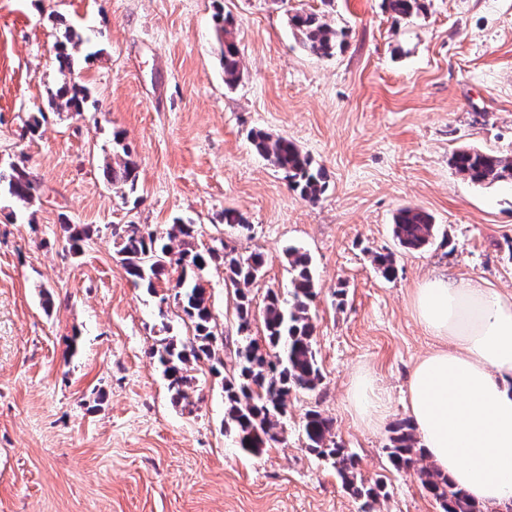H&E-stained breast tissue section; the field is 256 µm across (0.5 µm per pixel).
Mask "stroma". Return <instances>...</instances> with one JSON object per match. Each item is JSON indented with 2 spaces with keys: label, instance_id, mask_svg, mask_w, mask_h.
Returning a JSON list of instances; mask_svg holds the SVG:
<instances>
[{
  "label": "stroma",
  "instance_id": "1",
  "mask_svg": "<svg viewBox=\"0 0 512 512\" xmlns=\"http://www.w3.org/2000/svg\"><path fill=\"white\" fill-rule=\"evenodd\" d=\"M234 18L243 74L224 83L212 16ZM323 13L345 32L342 51L311 55L288 23ZM81 44L72 71L54 52L66 30ZM93 90L81 113L51 112L36 138L24 125L63 82ZM139 163L134 196L103 174L112 133ZM293 140L327 176L317 203L291 190L249 134ZM474 148L512 158V0H427L393 20L382 0H0V161L24 160L38 199L12 214L0 200V512H360L335 470L304 446L310 409L332 418L374 512H440L412 472L390 465L391 424L414 363L434 349L411 312L427 276L475 279L512 292V185L478 186L451 164ZM404 206L428 212L430 245L403 249L392 233ZM244 214L251 231L225 224ZM182 217L194 242L262 253L252 286L288 291L284 251L312 259L311 305L324 379L288 398L287 441L254 457L224 430V389L195 368L198 400L176 406L150 357L174 313L135 287L116 255L115 224L157 228ZM88 224L81 254L61 218ZM394 253L397 274L371 252ZM206 287L237 346L224 272ZM78 351L70 353V338ZM369 372L391 394L389 426L367 430L345 396Z\"/></svg>",
  "mask_w": 512,
  "mask_h": 512
}]
</instances>
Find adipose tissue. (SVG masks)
Instances as JSON below:
<instances>
[{"mask_svg": "<svg viewBox=\"0 0 512 512\" xmlns=\"http://www.w3.org/2000/svg\"><path fill=\"white\" fill-rule=\"evenodd\" d=\"M415 318L437 340L412 368L403 405L435 468L487 512L512 503V292L434 276L415 288ZM346 401L367 429L389 416L386 390L358 375Z\"/></svg>", "mask_w": 512, "mask_h": 512, "instance_id": "adipose-tissue-1", "label": "adipose tissue"}]
</instances>
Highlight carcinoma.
I'll return each instance as SVG.
<instances>
[{"instance_id": "carcinoma-1", "label": "carcinoma", "mask_w": 512, "mask_h": 512, "mask_svg": "<svg viewBox=\"0 0 512 512\" xmlns=\"http://www.w3.org/2000/svg\"><path fill=\"white\" fill-rule=\"evenodd\" d=\"M386 11L395 19H407L425 10L424 0H383ZM213 22L220 46L224 82L234 86L242 74V57L233 36V19L218 8ZM289 24L302 36L303 47L317 57H332L342 50L344 32L326 21L324 15L297 11ZM88 89L79 84H64L51 93V109L81 112ZM250 141L254 150L266 157L285 174L289 185L306 201L315 202L327 190L325 171L286 137H272L256 130ZM113 160L106 163L105 174L112 186L136 192L139 164L120 132L112 135ZM456 171L478 185L512 183V159L474 149L460 150L452 156ZM37 185L24 163L0 164V197L20 210L32 207ZM61 229L70 249L77 253L81 243L91 237V227L64 222ZM432 217L421 208L406 206L397 212L393 234L407 250L424 248L433 235ZM112 238L117 245L119 263L126 276L137 286L157 294L168 287L170 271L178 272L171 293L166 296L177 316L191 329L192 340L182 343L165 338L153 351L162 368L167 389L173 400L189 407L195 405L194 365L210 363L211 373L224 380V428L233 436L238 448L259 456L266 449L284 441L282 419L288 413V397L293 391L313 392L322 384L324 375L314 348L315 325L310 314L317 296L311 269V257L300 248L285 250L291 289L282 299L267 290L263 308V336L250 335L253 319V297L250 287L264 276L265 258L260 252L247 256L224 243L198 247L193 243V227L181 219L158 230L139 224L112 225ZM372 264L386 280L397 272L395 255L389 251L372 253ZM224 267V284L234 289L236 297L237 334L240 342L230 366L217 357L218 334L204 284L203 273L211 266ZM159 295V300L166 298ZM305 448L327 461L343 484L356 498L363 500L362 509L370 512L379 497L378 487L356 481L355 455L348 453L336 440L333 420L319 410L310 409L303 420ZM409 421L397 423L391 430L387 457L400 471L425 458ZM422 488L436 501L440 512H482L467 495L428 464L415 470Z\"/></svg>"}]
</instances>
